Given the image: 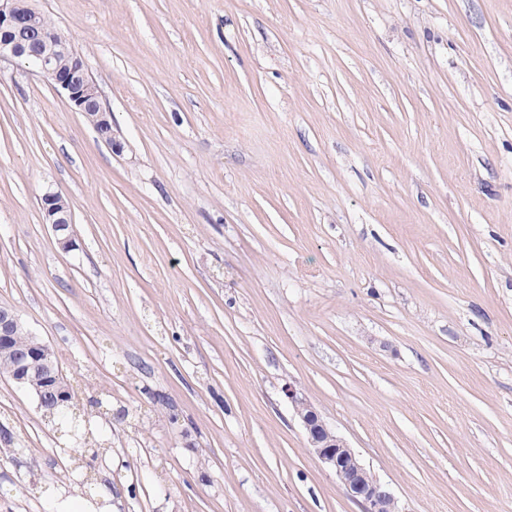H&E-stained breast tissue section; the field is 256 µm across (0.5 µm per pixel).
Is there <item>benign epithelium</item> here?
<instances>
[{"label":"benign epithelium","mask_w":512,"mask_h":512,"mask_svg":"<svg viewBox=\"0 0 512 512\" xmlns=\"http://www.w3.org/2000/svg\"><path fill=\"white\" fill-rule=\"evenodd\" d=\"M21 30L30 31V41L22 43L14 38ZM14 59H24L31 64L37 74L66 98L74 111L93 125L101 139L112 148H121L113 136L110 112L103 104L98 84L60 29L44 24L42 14L25 0H0V63ZM41 208L58 248L63 252L73 250L75 238L70 230V211L61 195L45 194L41 198ZM24 330L25 324L19 315L1 305L0 352L15 357L10 374L12 381L32 392L41 406L48 402L68 401L69 385L47 343L42 342L22 352L15 351V341ZM287 396L313 451L331 468L362 512H397L394 493L371 474L359 455L340 436L327 427L303 394L290 385Z\"/></svg>","instance_id":"benign-epithelium-1"}]
</instances>
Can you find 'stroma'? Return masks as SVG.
I'll return each instance as SVG.
<instances>
[{"mask_svg":"<svg viewBox=\"0 0 512 512\" xmlns=\"http://www.w3.org/2000/svg\"><path fill=\"white\" fill-rule=\"evenodd\" d=\"M32 4L122 148L0 64V305L103 446L0 378V512H361L291 386L399 512H512V0ZM41 208L46 224H50L58 248L69 252L75 247V238L70 230L71 217L67 203L58 193H47L41 199ZM44 498L47 499L48 511L50 512H95L93 505L80 497L66 496L55 489L54 486H48L44 490Z\"/></svg>","mask_w":512,"mask_h":512,"instance_id":"stroma-1","label":"stroma"}]
</instances>
